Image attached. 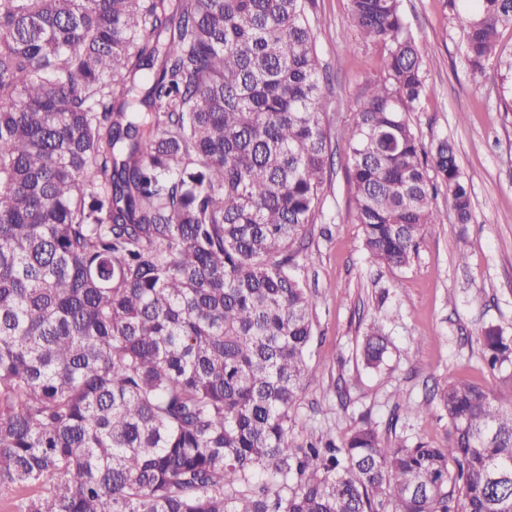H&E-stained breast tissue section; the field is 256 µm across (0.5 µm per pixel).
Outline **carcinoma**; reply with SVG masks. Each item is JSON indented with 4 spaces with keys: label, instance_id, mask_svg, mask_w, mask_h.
Wrapping results in <instances>:
<instances>
[{
    "label": "carcinoma",
    "instance_id": "cac0c4a2",
    "mask_svg": "<svg viewBox=\"0 0 512 512\" xmlns=\"http://www.w3.org/2000/svg\"><path fill=\"white\" fill-rule=\"evenodd\" d=\"M317 0H0V493L12 512H512V399L439 394L448 447L370 418L288 441L316 297L290 272L331 133ZM473 75L512 0H449ZM382 45L344 130L363 247L404 269L471 194L407 114L430 93L400 0H348ZM490 368L512 359L494 326ZM378 330L361 354L378 367Z\"/></svg>",
    "mask_w": 512,
    "mask_h": 512
}]
</instances>
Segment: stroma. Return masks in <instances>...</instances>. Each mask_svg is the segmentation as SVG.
Returning a JSON list of instances; mask_svg holds the SVG:
<instances>
[{
    "label": "stroma",
    "mask_w": 512,
    "mask_h": 512,
    "mask_svg": "<svg viewBox=\"0 0 512 512\" xmlns=\"http://www.w3.org/2000/svg\"><path fill=\"white\" fill-rule=\"evenodd\" d=\"M401 10L425 53L431 90L410 121L424 145L442 138L454 143L472 191V220L459 227L447 200L437 198L441 221L424 230L409 267L372 262L354 221L345 144L334 141L323 213L305 233L317 260L295 271L315 292L317 308L290 423L294 448L318 436L343 438L365 415L386 428L395 405L427 399L430 411L400 416L391 437L444 448L450 425L432 397L448 383L477 382L501 399L512 397V365L489 370L479 341L490 325L512 337V28L502 30L500 58L477 80L451 6L402 0ZM314 25L327 75V116L337 134L360 84L379 74L381 48L353 30L347 0H318ZM374 325L388 350L370 368L361 347Z\"/></svg>",
    "instance_id": "35a3bbf8"
}]
</instances>
